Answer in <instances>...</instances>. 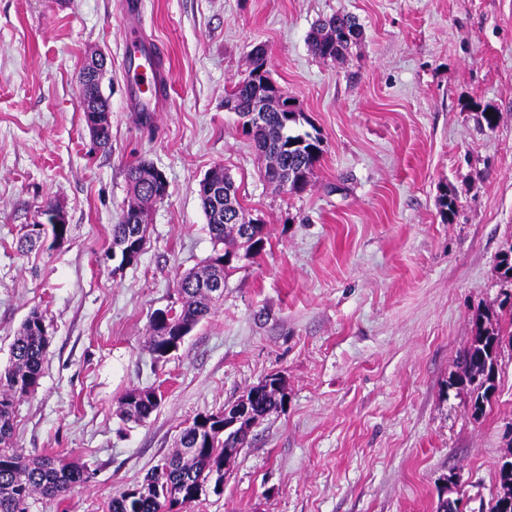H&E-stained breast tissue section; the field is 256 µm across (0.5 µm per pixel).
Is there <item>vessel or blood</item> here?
Wrapping results in <instances>:
<instances>
[{"instance_id": "1", "label": "vessel or blood", "mask_w": 512, "mask_h": 512, "mask_svg": "<svg viewBox=\"0 0 512 512\" xmlns=\"http://www.w3.org/2000/svg\"><path fill=\"white\" fill-rule=\"evenodd\" d=\"M126 36L133 48L125 63L129 97L136 111L146 112L164 104L169 95L171 77L165 68V50L161 44L145 40L134 25Z\"/></svg>"}]
</instances>
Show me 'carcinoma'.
Instances as JSON below:
<instances>
[{
	"label": "carcinoma",
	"mask_w": 512,
	"mask_h": 512,
	"mask_svg": "<svg viewBox=\"0 0 512 512\" xmlns=\"http://www.w3.org/2000/svg\"><path fill=\"white\" fill-rule=\"evenodd\" d=\"M361 34V25L355 17L336 14L314 25L309 44L314 55L325 61L343 60ZM250 72L256 74V84H249L243 77L226 92V96L244 109L264 91L262 81L270 78L267 53L252 56ZM303 119L300 112L288 117L285 123L279 113L268 112L263 124L252 134L258 151L266 159L264 179L270 183L276 170L288 171L292 183L288 190L290 194L304 190L322 153L319 136L296 130ZM154 170L155 167L145 161L128 169L131 195L128 210L144 214L151 204L164 198L149 184ZM198 196L211 239L214 245L222 246V250L199 270L176 280L179 306L175 319L178 325L190 329L210 315L218 302L205 288L214 275L215 262L236 255L241 249L247 255L257 256L264 250L267 239L264 225L246 220L238 196L232 197L234 224L226 220L227 204L216 207L212 197L201 189ZM439 206L444 218L451 219L457 208L456 195L448 189L442 190ZM44 323L45 319L38 311L27 316L13 339L10 365L0 372V512H27L29 499L37 495L60 500L72 486L82 484L88 478L87 469L77 462L49 456L30 459L10 445L16 405L37 387L42 375L49 343L48 337L41 335L40 325ZM150 329L151 350L159 356L170 341L172 327L154 317ZM506 336L512 341V331L504 330L494 314L482 313L475 319L468 345L458 356V373L450 385H459L469 391L471 415L475 418L483 415L485 403L495 389L497 355ZM284 389L281 383L251 387L248 394L253 396V418H263L281 407ZM160 402L161 394L154 389H132L121 402V413L128 420L142 422L157 410ZM246 442L247 438L243 436L230 444L212 425L199 429L193 424L185 427L179 437L180 447L165 461L168 468L156 466L141 484L113 496L110 512H172L174 506L196 500L207 480L218 482L224 478L225 448H242Z\"/></svg>",
	"instance_id": "1"
}]
</instances>
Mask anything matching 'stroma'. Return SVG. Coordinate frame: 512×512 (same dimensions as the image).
<instances>
[{"label":"stroma","instance_id":"obj_1","mask_svg":"<svg viewBox=\"0 0 512 512\" xmlns=\"http://www.w3.org/2000/svg\"><path fill=\"white\" fill-rule=\"evenodd\" d=\"M142 2L172 76L149 126L126 103L120 0H0V370L32 310L49 336L12 445L90 474L63 501L30 499L28 512H109L187 422L274 373L281 409L253 427L223 488L179 512H436L443 492L489 512L512 454V346L480 418L449 381L476 316H512L501 306L512 282L498 269L512 245V0ZM339 12L362 37L345 60L325 61L308 35ZM257 45L322 140L297 194L263 181V157L224 107ZM97 52L107 57L106 151L85 126L79 84ZM143 160L167 195L124 266L112 226L129 200L127 171ZM216 167L268 242L235 260L214 312L159 359L153 314L175 306L177 278L214 254L197 190ZM444 186L458 198L449 221ZM48 199L66 238L20 251ZM150 387L162 394L151 417L121 420L125 393Z\"/></svg>","mask_w":512,"mask_h":512}]
</instances>
